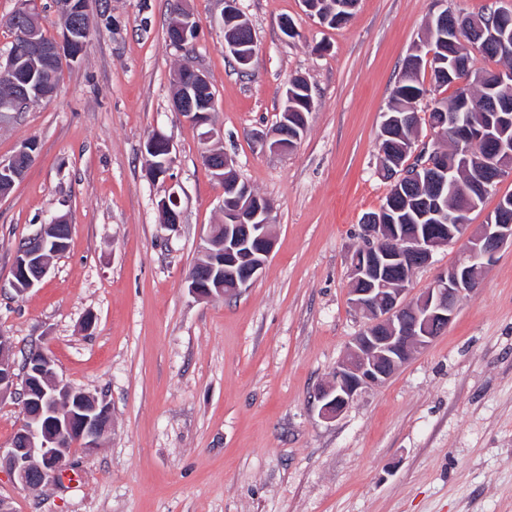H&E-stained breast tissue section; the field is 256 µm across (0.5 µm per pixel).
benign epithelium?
Returning a JSON list of instances; mask_svg holds the SVG:
<instances>
[{"mask_svg": "<svg viewBox=\"0 0 512 512\" xmlns=\"http://www.w3.org/2000/svg\"><path fill=\"white\" fill-rule=\"evenodd\" d=\"M80 0H67L61 10L64 20L59 39L38 37L37 31L27 28L20 34L16 52L8 55V64L0 70V78L14 90L0 105L16 109L21 104L33 105L52 98L57 86L44 81L33 71L22 77L16 64L37 60L48 66L57 59L78 61L84 52L87 29L82 21ZM512 11L496 9L488 28L480 35L497 43L499 50L512 53V32L504 21ZM170 26L185 42L195 38L198 23L185 9L172 15ZM226 52L242 68L249 67L255 57L254 41L235 38L225 42ZM211 87L208 77L193 71V82L179 84L174 100L175 111L201 129L202 142L207 144L218 136L212 124L214 102L199 106L197 90ZM305 111L295 112V99L286 89L284 111L274 133L270 148L288 149V140L297 141L306 129L307 111L312 99H304ZM512 127V115L494 113L489 126L470 133L457 112H443L435 121V129H453L469 142L482 147L491 159L469 173L472 191L467 195L463 212L479 206L495 183L512 174V138L502 129ZM145 148L161 157V165H150V173L165 177L174 164L173 144L160 131L153 132ZM37 150V142L28 140L6 160H0V198L8 196L16 182L25 175ZM204 160L212 177L223 190L224 223L210 225L200 239L201 260L207 274L190 270L187 278L189 293L201 299L240 294L251 286L271 256L274 237L271 232L270 202L256 194L250 186L230 171L224 151L209 148ZM439 182V188L454 190L456 183L448 180V166L440 150L428 154L421 162H407L393 173L395 182L409 186L421 181L427 171ZM180 198L173 190L160 204L161 218L168 220L165 228L171 231L180 226ZM420 223L407 226L391 223L390 211L380 209L381 223L365 224L364 246L352 256L350 263V304L365 315L368 322L352 339L343 357L337 362L332 380L319 387L315 398L318 415L326 420L340 416L363 390L377 386L393 376L417 350L428 346L453 321L458 300L476 290L479 275L488 271L497 253L512 245V224H480L473 231L464 230L454 216L446 215L442 192L438 191L419 206H413ZM448 219V224H435V219ZM66 220L57 217L30 237L29 246L14 253L12 287L23 295L36 288L49 271V260L67 251ZM457 242L464 243L468 262L441 273L433 285L416 296L409 288L416 269L429 262L433 252ZM11 355L0 348V402L11 398L22 405L24 418L8 447L0 448V466L10 471L18 484L33 489L58 479L66 469L74 447L90 455L111 426L107 403L62 383L55 372L54 361L41 350L30 355L21 373Z\"/></svg>", "mask_w": 512, "mask_h": 512, "instance_id": "obj_1", "label": "benign epithelium"}]
</instances>
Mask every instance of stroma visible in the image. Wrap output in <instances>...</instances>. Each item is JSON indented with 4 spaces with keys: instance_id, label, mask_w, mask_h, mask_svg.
<instances>
[{
    "instance_id": "1",
    "label": "stroma",
    "mask_w": 512,
    "mask_h": 512,
    "mask_svg": "<svg viewBox=\"0 0 512 512\" xmlns=\"http://www.w3.org/2000/svg\"><path fill=\"white\" fill-rule=\"evenodd\" d=\"M187 5L199 29L179 50L170 0H86V48L62 61L56 96L0 121V160L38 142L0 200V344L43 349L112 415L61 481L25 489L1 468L0 498L14 512H512V246L385 384L331 421L315 400L366 323L349 267L391 188L378 148L403 63L434 16L500 0H358L333 27L302 0H238L256 42L244 70L224 50V0ZM183 67L212 84L214 147L273 206L274 251L233 298L185 286L224 214L198 130L173 108ZM296 76L311 89L306 131L274 151ZM155 130L174 144L166 179L149 173ZM172 190L175 231L159 222ZM61 215L67 251L16 294L19 241Z\"/></svg>"
}]
</instances>
